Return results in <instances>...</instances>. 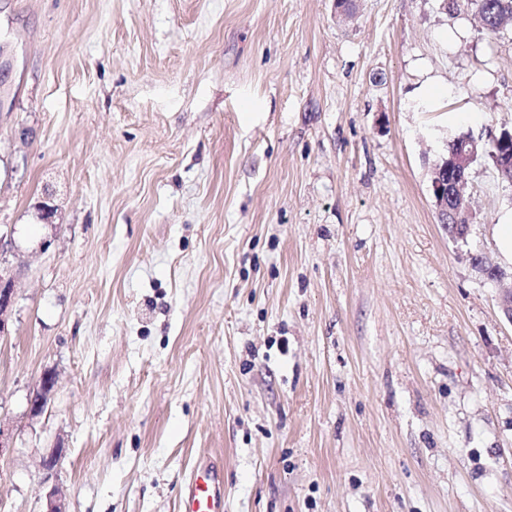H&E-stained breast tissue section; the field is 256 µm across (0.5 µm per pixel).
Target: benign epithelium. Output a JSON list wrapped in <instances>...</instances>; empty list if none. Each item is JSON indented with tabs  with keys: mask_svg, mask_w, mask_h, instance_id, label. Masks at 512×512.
<instances>
[{
	"mask_svg": "<svg viewBox=\"0 0 512 512\" xmlns=\"http://www.w3.org/2000/svg\"><path fill=\"white\" fill-rule=\"evenodd\" d=\"M493 159L499 171L498 177L512 185V135L504 131L488 129L486 138L470 137L458 146L455 155L440 158L434 165L431 178V192L438 215L448 224V236L456 241L467 242L471 233V224L459 221V210L454 207L455 193L466 186L470 170L480 159ZM469 260L485 279L500 275L498 266L491 263L481 252L469 253ZM12 279L6 268L0 267V337L10 335L4 314L14 302ZM56 375L45 371L30 393L29 413L36 417L44 413L55 397ZM64 455V449L57 447L43 457L42 469L45 479L52 478Z\"/></svg>",
	"mask_w": 512,
	"mask_h": 512,
	"instance_id": "benign-epithelium-1",
	"label": "benign epithelium"
}]
</instances>
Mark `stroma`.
I'll return each mask as SVG.
<instances>
[{
    "mask_svg": "<svg viewBox=\"0 0 512 512\" xmlns=\"http://www.w3.org/2000/svg\"><path fill=\"white\" fill-rule=\"evenodd\" d=\"M441 3L0 0V512L58 444L67 512H182L202 457L224 512H512V188L473 166L465 244L430 193L512 126V24ZM14 289L12 288V279L8 274L7 268L0 267V337L6 338L10 335L7 320L4 314L14 302ZM56 375L54 372L45 371L40 376L38 383L30 393L28 404L29 413L36 417L44 413L55 397Z\"/></svg>",
    "mask_w": 512,
    "mask_h": 512,
    "instance_id": "obj_1",
    "label": "stroma"
}]
</instances>
